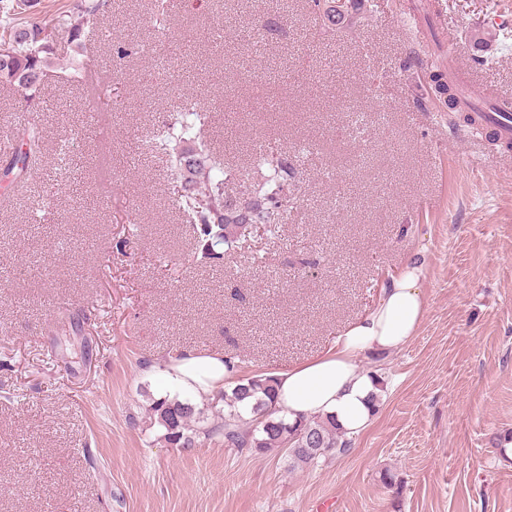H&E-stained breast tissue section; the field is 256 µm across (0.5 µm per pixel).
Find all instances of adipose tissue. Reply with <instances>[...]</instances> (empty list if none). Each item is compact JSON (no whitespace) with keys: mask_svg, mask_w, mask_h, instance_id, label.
<instances>
[{"mask_svg":"<svg viewBox=\"0 0 512 512\" xmlns=\"http://www.w3.org/2000/svg\"><path fill=\"white\" fill-rule=\"evenodd\" d=\"M422 277V262L410 261L386 284L375 307L339 332L324 355L278 373L276 403L289 418H330L350 437L369 427L382 379L360 368L359 360L399 350L414 336L425 315ZM235 375L221 355L187 352L171 361L166 381L183 391L211 393Z\"/></svg>","mask_w":512,"mask_h":512,"instance_id":"ef3b65f1","label":"adipose tissue"}]
</instances>
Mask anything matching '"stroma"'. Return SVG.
I'll use <instances>...</instances> for the list:
<instances>
[{"label": "stroma", "mask_w": 512, "mask_h": 512, "mask_svg": "<svg viewBox=\"0 0 512 512\" xmlns=\"http://www.w3.org/2000/svg\"><path fill=\"white\" fill-rule=\"evenodd\" d=\"M423 1L463 36L512 21V0H372L367 26L330 40L291 0L258 42L251 17L275 0H183L170 38L191 80L137 54L93 91L68 76L104 46L58 42L34 114L42 219L29 187L0 194V512H512L499 453L512 438V143L436 111L423 74L403 69L428 51L408 25ZM218 17L219 47L202 37ZM484 54L478 80L511 98L512 24ZM185 96L209 110L204 136L232 168L268 144L307 155L287 223L217 270L194 260L145 154ZM413 258L425 317L400 350L361 359L385 386L346 454L292 470L220 441H165L153 402H217L166 386L171 358L286 370L330 348Z\"/></svg>", "instance_id": "1"}]
</instances>
